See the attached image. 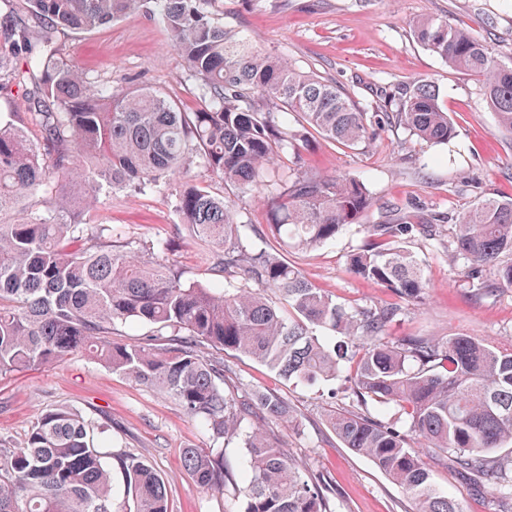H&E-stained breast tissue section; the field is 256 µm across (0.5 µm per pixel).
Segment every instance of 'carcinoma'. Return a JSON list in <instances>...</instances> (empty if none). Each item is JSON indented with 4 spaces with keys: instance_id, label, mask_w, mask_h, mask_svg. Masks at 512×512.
Listing matches in <instances>:
<instances>
[{
    "instance_id": "obj_1",
    "label": "carcinoma",
    "mask_w": 512,
    "mask_h": 512,
    "mask_svg": "<svg viewBox=\"0 0 512 512\" xmlns=\"http://www.w3.org/2000/svg\"><path fill=\"white\" fill-rule=\"evenodd\" d=\"M6 2L0 82L22 89L24 111L0 116V374L84 351L179 402L211 441L183 452L200 488L226 490L224 446L238 442L248 457L234 489L243 512H332L327 482L265 431L269 422L301 426L288 400L235 396L225 387L224 355L249 356L287 382L308 384L349 365L356 401L397 406L408 432L333 405L328 426L413 500L415 512H462L432 482L430 453L451 456L484 487L512 496V348L466 335H383L427 288L400 240L430 232L428 219L405 214L364 225L350 270L399 299L385 307H346L284 257L335 238L375 206L364 182L304 170L297 153L276 173L280 153L302 138L284 114L347 148L390 120L444 143L456 128L434 85L414 81L393 97L395 113L368 114L334 82L225 29L205 8L211 0ZM135 13L157 14L169 30L198 90L197 111H181L152 87L114 93L64 59L62 32ZM411 32L449 68L478 78L498 127L512 132L511 63L445 20L417 18ZM197 162L243 197L259 187L270 197L268 224L250 236L224 197L199 185L177 194L183 229L208 247L211 282L187 281L164 251L75 218L104 190L160 189ZM453 245L454 256L470 262L478 294L512 288V201L485 198L457 216ZM127 323L150 334L112 339ZM115 467L121 494L112 487ZM0 512H168V492L142 459L112 452L106 425L59 407L34 423L21 448H0Z\"/></svg>"
}]
</instances>
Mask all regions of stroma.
<instances>
[{
	"mask_svg": "<svg viewBox=\"0 0 512 512\" xmlns=\"http://www.w3.org/2000/svg\"><path fill=\"white\" fill-rule=\"evenodd\" d=\"M209 9L216 21L249 36L261 49L335 82L365 111H388L389 94L412 81L436 86L457 129L447 143H424L392 122L355 149L307 134V165L363 180L376 204L361 223L346 225L334 240L289 251L287 258L337 302L384 306L393 302L392 293L356 277L347 265L348 255L364 242V225L383 223L391 210L435 215V235L402 239L421 264L427 288L421 303L407 306L387 325L386 336L468 335L512 347V288L475 296L466 278L468 261L448 260L453 216L485 197L512 200V134L498 129L481 83L450 69L409 28L419 17L447 20L466 27L503 62H512V0H212ZM60 42L69 63L98 76L114 92L152 86L182 111L198 107L185 64L160 20L132 15L91 31L64 32ZM188 183L234 198L245 223L266 224L263 190L233 197L218 175L198 165L171 176L159 190L100 195L82 220L112 225L147 244H172L185 279L208 280L197 241L174 233L180 221L176 194ZM225 362L231 367L228 388L275 393L294 406L300 431L276 424L269 431L288 455L302 459L334 488L333 512H412L400 490L370 460L344 448L325 423L328 402L340 408L356 403L348 371L328 382L296 385L242 355L226 356ZM61 405L107 423L115 450L151 464L167 486L169 512H242V500L203 491L185 469L183 449L208 446L209 440L175 400L79 351L50 367L0 376V440L20 446L40 416ZM427 463L435 485L463 512H512L511 499L475 488L454 462L433 456Z\"/></svg>",
	"mask_w": 512,
	"mask_h": 512,
	"instance_id": "stroma-1",
	"label": "stroma"
}]
</instances>
